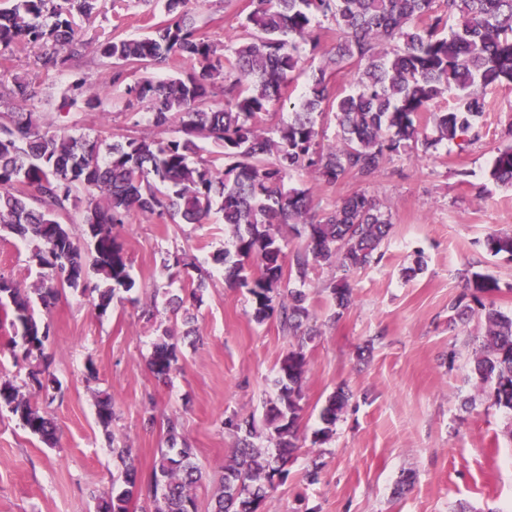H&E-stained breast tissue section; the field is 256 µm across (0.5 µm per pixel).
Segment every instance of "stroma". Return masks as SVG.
<instances>
[{
    "label": "stroma",
    "instance_id": "obj_1",
    "mask_svg": "<svg viewBox=\"0 0 512 512\" xmlns=\"http://www.w3.org/2000/svg\"><path fill=\"white\" fill-rule=\"evenodd\" d=\"M250 0H199L194 15L201 36L227 53L250 12ZM160 0H104L100 13L84 23L90 48L81 65H66L44 77L41 46L18 53L0 66V112L18 111L7 97L14 77L40 82L37 111L59 113L69 135L110 138L139 132L146 105L126 108L109 82L94 47L107 34L144 36L162 21ZM317 46H304L303 62L276 105L273 122L287 120L311 74L336 42V27L321 19ZM95 82L103 109L69 101L75 76ZM480 141L458 148L444 142L422 153L412 150L388 162L370 185L352 178L335 184L293 173L287 187H306L315 209L331 208L363 189L392 214V230L379 263L354 271L352 305L337 310L324 285L333 276L316 269L305 291L318 336L305 352L299 447L288 462V478L267 503L269 512H512V412L494 406L471 372L469 358L482 323L451 325L450 300L478 272L495 278L488 295L498 309L512 312V256L487 253L492 233H512V187L486 178L504 132L512 125V85L487 94ZM136 286L98 315L91 294L65 289L48 320V350L61 392L52 403L28 384L29 365L2 346L12 336L0 313V380L11 381L57 424L50 446L30 434L9 412H0V512H94L95 497L110 490L119 463L113 448L131 449L142 474H149L167 425L194 449L203 472L198 512H210L211 498L236 436L224 421H254L255 445L265 443L264 405L275 397L273 380L294 340L276 319L256 323L246 289L230 288L216 254L230 247L221 215L206 224H161L133 216L120 230ZM33 246L0 238V274L22 287H35ZM189 262L181 285L205 277L202 303L195 309L197 335H185L182 317L164 305L173 256ZM414 276H406L408 268ZM156 298L162 311L153 321L140 301ZM180 332V368L157 378L148 365L159 327ZM351 395L330 441L318 445L319 413L337 388ZM109 395L115 416L110 428L97 419L98 396ZM323 466L316 483L304 472L311 456Z\"/></svg>",
    "mask_w": 512,
    "mask_h": 512
}]
</instances>
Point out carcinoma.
I'll return each mask as SVG.
<instances>
[{
	"label": "carcinoma",
	"mask_w": 512,
	"mask_h": 512,
	"mask_svg": "<svg viewBox=\"0 0 512 512\" xmlns=\"http://www.w3.org/2000/svg\"><path fill=\"white\" fill-rule=\"evenodd\" d=\"M164 9L165 19L151 34L107 36L96 53L112 85L123 87L126 107L147 105L150 126H176L183 136L128 135L110 143L98 135L58 131L49 112L0 113V233L34 244L31 259L40 268L31 289L0 275V309L13 315L9 350L16 353L17 338L27 340L23 358L33 364L31 387L52 401L56 391L46 384L56 380L47 352L51 326L35 315V305L48 313L61 290L86 292L93 272L100 281L94 307L103 316L117 294L136 285L119 240V228L132 215L172 224H203L213 214L222 215L232 233V248L215 257L224 264L225 280L247 288L256 322L276 317L296 345L280 362L276 398L265 405L268 447L262 450L251 441L252 423L226 420L242 438L224 464L210 512H267L277 483L288 477V457L298 449L305 347L318 335L309 324L312 314L301 287L316 268L334 269L338 276L328 285L330 294L336 308H348L349 273L375 261L392 227L391 213L364 191L317 211L309 191L286 190L285 179L308 171L326 184L346 177L369 184L403 151L426 153L442 141L462 149L479 141L489 106L485 91L512 85V0H252L237 46L222 56L198 35L192 0H165ZM99 10L100 0H0V59L40 45L46 51L39 67L47 75L78 62L88 49L78 20L88 21ZM320 16L335 22L334 51L310 77L288 122L270 126L268 117L300 69L302 44L313 40ZM177 57L190 64L189 72L167 80L130 79L131 66L161 70ZM348 62L362 65L355 87L334 97L328 69ZM71 90L85 96L87 107H103L87 79L75 81ZM452 90L459 101L431 112L432 131H427L421 114ZM11 95L33 105L40 100V85L17 77ZM327 105L335 109L341 129L337 143H323L318 117ZM202 140L221 149L224 166L200 157ZM488 179L512 185V145L497 150ZM80 191L88 199L81 222L87 250L61 221ZM284 226L302 240L287 272ZM484 246L494 255H512V235L490 234ZM292 281L299 287H289ZM204 288L201 277L186 297L168 299L174 310H183L185 323L195 321L185 301L201 303ZM496 289L490 276L476 273L452 299L450 311L460 319L481 318L472 373L495 405L512 411V315L482 300ZM181 358L174 334L163 329L149 359L151 371L165 379ZM346 402L342 389L328 398L313 443L333 437ZM3 408L30 434L53 443L52 419L10 381L0 383ZM113 416L111 399L98 400L103 428ZM112 453L123 470L112 479L111 490L96 496L97 512H129L130 502L141 496L153 512H198L195 490L203 472L175 422L168 423L167 447L158 449L144 478L130 449Z\"/></svg>",
	"instance_id": "cac0c4a2"
}]
</instances>
